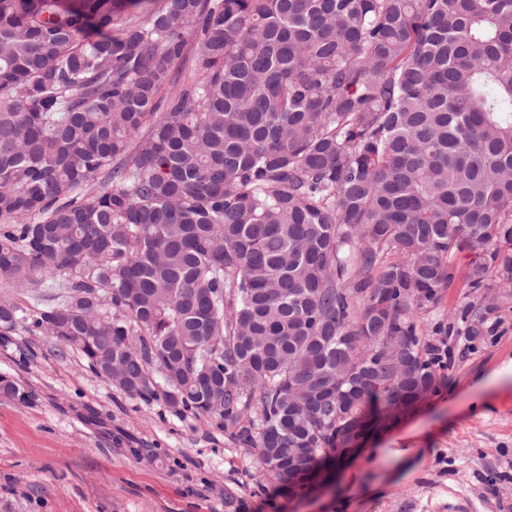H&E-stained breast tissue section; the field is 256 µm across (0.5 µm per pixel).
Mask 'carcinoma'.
Listing matches in <instances>:
<instances>
[{"label":"carcinoma","mask_w":512,"mask_h":512,"mask_svg":"<svg viewBox=\"0 0 512 512\" xmlns=\"http://www.w3.org/2000/svg\"><path fill=\"white\" fill-rule=\"evenodd\" d=\"M140 2L0 0V280L286 484L435 388L453 251L512 285V0Z\"/></svg>","instance_id":"carcinoma-1"}]
</instances>
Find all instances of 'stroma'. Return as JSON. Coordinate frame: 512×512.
<instances>
[{
	"label": "stroma",
	"mask_w": 512,
	"mask_h": 512,
	"mask_svg": "<svg viewBox=\"0 0 512 512\" xmlns=\"http://www.w3.org/2000/svg\"><path fill=\"white\" fill-rule=\"evenodd\" d=\"M474 257H449L450 284L423 315L422 336L448 353L441 384L293 492L214 417L129 396L20 321L0 335V374L19 388L0 394V512H512V380L487 382L512 359V288L494 276L471 288ZM59 281L0 280V299L31 314Z\"/></svg>",
	"instance_id": "obj_1"
}]
</instances>
